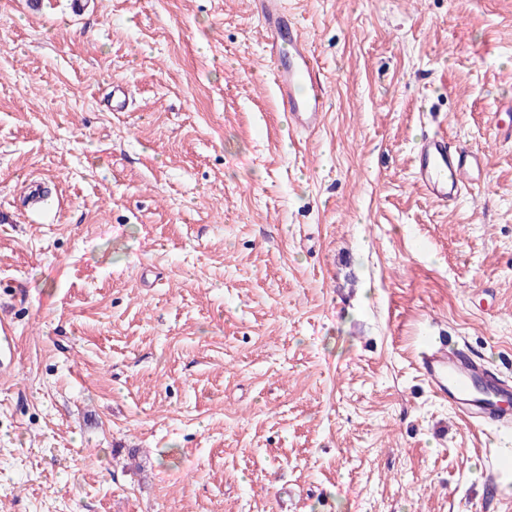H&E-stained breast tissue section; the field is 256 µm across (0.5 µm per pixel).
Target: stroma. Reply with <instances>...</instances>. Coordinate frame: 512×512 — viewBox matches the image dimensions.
<instances>
[{
  "label": "stroma",
  "instance_id": "stroma-1",
  "mask_svg": "<svg viewBox=\"0 0 512 512\" xmlns=\"http://www.w3.org/2000/svg\"><path fill=\"white\" fill-rule=\"evenodd\" d=\"M284 2L312 136L248 0H0V512H512V430L414 362L512 377V0ZM432 131L484 158L452 210L412 182ZM251 4L263 31L264 51L282 110L288 112L294 132L315 133L328 112L329 90L312 44L281 0H252ZM12 327L5 321H0V368L5 371L13 363L16 344ZM417 370L431 393L448 403L465 424L507 427L512 423V385L482 359L457 344L420 346Z\"/></svg>",
  "mask_w": 512,
  "mask_h": 512
}]
</instances>
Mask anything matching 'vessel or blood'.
Here are the masks:
<instances>
[{
  "instance_id": "vessel-or-blood-1",
  "label": "vessel or blood",
  "mask_w": 512,
  "mask_h": 512,
  "mask_svg": "<svg viewBox=\"0 0 512 512\" xmlns=\"http://www.w3.org/2000/svg\"><path fill=\"white\" fill-rule=\"evenodd\" d=\"M251 4L263 31L279 103L294 132L315 133L328 112L329 90L312 45L281 0ZM481 168L479 152L441 133L423 136L415 148L414 183L445 208L454 207L464 193L479 186ZM15 350L13 330L1 320V369L12 365ZM417 369L431 393L448 403L464 423L512 424V384L457 344H422Z\"/></svg>"
}]
</instances>
